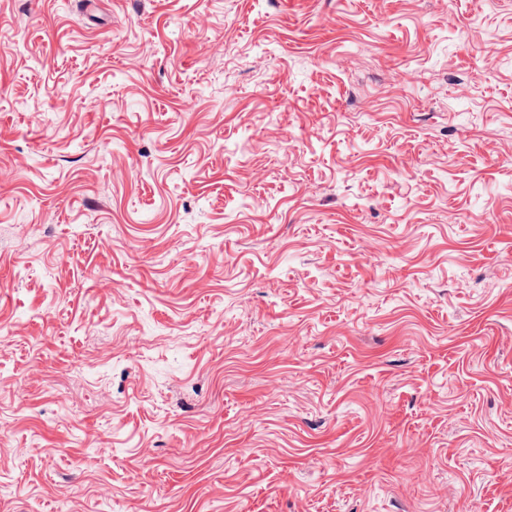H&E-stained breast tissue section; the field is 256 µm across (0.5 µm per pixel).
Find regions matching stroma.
Wrapping results in <instances>:
<instances>
[{
  "label": "stroma",
  "instance_id": "35a3bbf8",
  "mask_svg": "<svg viewBox=\"0 0 512 512\" xmlns=\"http://www.w3.org/2000/svg\"><path fill=\"white\" fill-rule=\"evenodd\" d=\"M0 512H512V0H0Z\"/></svg>",
  "mask_w": 512,
  "mask_h": 512
}]
</instances>
